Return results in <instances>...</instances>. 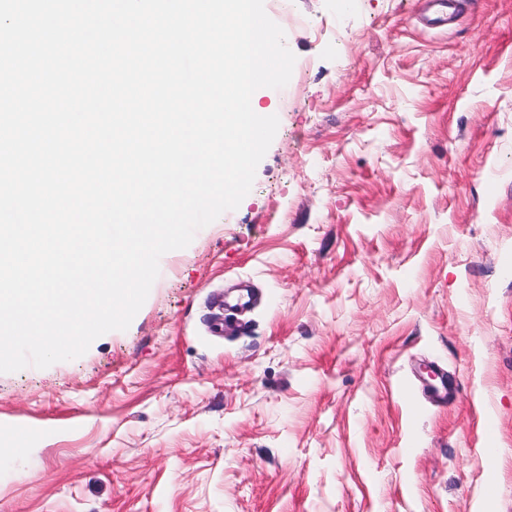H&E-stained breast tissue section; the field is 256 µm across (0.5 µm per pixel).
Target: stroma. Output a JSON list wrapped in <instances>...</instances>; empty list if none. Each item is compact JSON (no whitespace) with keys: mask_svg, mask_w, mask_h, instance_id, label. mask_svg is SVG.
I'll return each mask as SVG.
<instances>
[{"mask_svg":"<svg viewBox=\"0 0 512 512\" xmlns=\"http://www.w3.org/2000/svg\"><path fill=\"white\" fill-rule=\"evenodd\" d=\"M428 2L265 0L251 191L127 330L0 373V512H512V0Z\"/></svg>","mask_w":512,"mask_h":512,"instance_id":"35a3bbf8","label":"stroma"}]
</instances>
